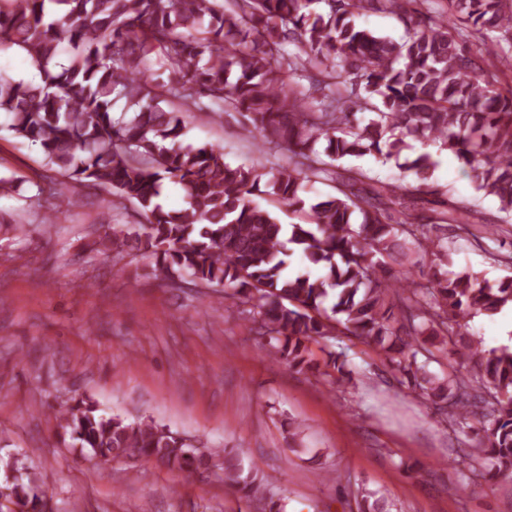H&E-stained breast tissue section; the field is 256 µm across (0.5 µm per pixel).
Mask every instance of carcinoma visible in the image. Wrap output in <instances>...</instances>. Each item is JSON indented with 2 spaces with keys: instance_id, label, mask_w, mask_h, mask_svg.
Instances as JSON below:
<instances>
[{
  "instance_id": "obj_1",
  "label": "carcinoma",
  "mask_w": 512,
  "mask_h": 512,
  "mask_svg": "<svg viewBox=\"0 0 512 512\" xmlns=\"http://www.w3.org/2000/svg\"><path fill=\"white\" fill-rule=\"evenodd\" d=\"M364 13L396 17L405 37L358 25ZM0 49L26 52L39 72L0 73L7 130L63 177L35 184L36 203L47 189L81 185L104 191L114 209L133 204L140 221L113 225L102 252H140L170 287L224 288L250 305L258 333L291 368H318L310 344L335 332L374 346L453 431H472L479 418V444L460 473L512 474V350H486L465 332L471 318L512 307V278L492 286L472 269L447 270L457 240L499 244L512 234V87L502 90L498 74L512 57V0H0ZM299 73L305 92L293 85ZM118 99L126 111H112ZM230 111L260 152L286 162L267 171L225 161L219 144L182 145L185 116ZM410 138L454 154L503 216L433 182L428 153L398 164L396 182L343 165L397 161ZM166 180L180 185L184 207L159 202ZM327 183L334 194L310 202L313 185ZM260 195L298 222L281 223L253 200ZM292 255L317 275L287 271ZM425 267L422 282L414 273ZM437 351L472 364L475 376L451 363L430 371ZM324 365L351 381L343 355L326 352ZM54 416L73 447L109 462L151 458L189 471L216 456L202 438L107 416L87 397ZM3 465L14 475L0 501L43 512L38 473L15 456ZM222 470L240 497L261 494L257 471L233 451Z\"/></svg>"
}]
</instances>
